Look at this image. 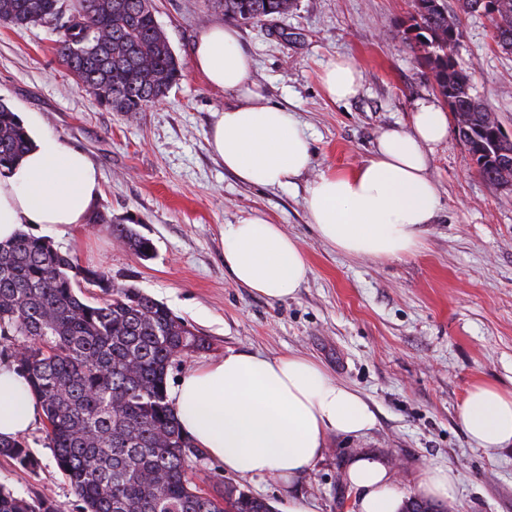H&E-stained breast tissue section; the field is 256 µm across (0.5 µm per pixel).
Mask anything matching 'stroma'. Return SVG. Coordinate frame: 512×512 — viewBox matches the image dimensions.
Listing matches in <instances>:
<instances>
[{"label": "stroma", "mask_w": 512, "mask_h": 512, "mask_svg": "<svg viewBox=\"0 0 512 512\" xmlns=\"http://www.w3.org/2000/svg\"><path fill=\"white\" fill-rule=\"evenodd\" d=\"M413 0H295L288 14L239 24L253 78L270 103L306 127L312 161L303 177L260 189L226 171L206 133L233 95L211 88L190 64L195 40L222 11L204 0H152L157 23L184 62L183 77L161 103L115 112L97 103L62 64L52 26L0 23V103L44 138L83 151L102 175L97 212L151 240L135 255L97 223L29 224L85 266H102L119 285L143 289L199 331L207 350L174 365L188 370L225 352L315 359L359 390L375 413L358 436L331 435L324 457L293 484L232 477L275 512L304 501L310 512H352L345 473L353 454L387 459L400 489L427 465L457 476L453 512H512V448L470 443L459 409L473 385L512 388V187L489 185L476 171L456 126L433 147L429 176L442 205L419 251L398 259L344 254L321 240L304 206L319 171H350L369 159L380 133L409 128L419 102H440L428 71L397 31ZM459 64L475 93L512 134V53L498 48L488 19L461 17ZM353 58L360 94L331 102L319 74ZM282 225L304 249L309 273L294 298L272 300L235 281L224 266V227L255 214ZM24 441L39 458L29 471L0 456V484L31 499L50 496L63 512L82 503L59 472L36 420Z\"/></svg>", "instance_id": "1"}]
</instances>
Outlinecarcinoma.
Masks as SVG:
<instances>
[{
	"instance_id": "cac0c4a2",
	"label": "carcinoma",
	"mask_w": 512,
	"mask_h": 512,
	"mask_svg": "<svg viewBox=\"0 0 512 512\" xmlns=\"http://www.w3.org/2000/svg\"><path fill=\"white\" fill-rule=\"evenodd\" d=\"M242 23L288 14L294 0H206ZM488 15L494 41L512 52V0ZM61 0H0V22L52 24L57 53L96 101L115 112H142L168 96L184 65L158 26L150 0H78L64 23ZM452 114L472 133L469 153L485 158L493 108L474 95L471 73L455 59L463 38L447 0H420L402 30ZM32 145L16 114L0 103V172ZM482 178L512 185L488 161ZM108 229L134 254L150 240L127 224ZM97 288L101 294L91 292ZM0 339L36 398L56 465L82 512H273L265 500L218 480L205 490L189 475L201 456L182 432L167 395L171 367L209 348L164 303L117 285L103 267H85L47 237L19 232L0 243ZM0 455L30 471L39 459L20 440H0ZM0 512H61L45 496L31 501L0 486Z\"/></svg>"
}]
</instances>
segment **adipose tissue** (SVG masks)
Here are the masks:
<instances>
[{
	"mask_svg": "<svg viewBox=\"0 0 512 512\" xmlns=\"http://www.w3.org/2000/svg\"><path fill=\"white\" fill-rule=\"evenodd\" d=\"M192 65L215 89L233 94L207 134V144L243 183L270 188L292 184L309 168L311 142L291 112L269 104L239 45L238 30L213 24L192 49ZM330 100L362 89L351 59L322 71ZM448 115L420 103L409 129H387L372 156L349 172L326 170L306 184L305 207L318 236L352 255L393 259L415 253L427 224L441 209L430 179L429 148L444 141ZM101 194V175L82 151L35 139L33 148L0 174V241L24 224H86ZM224 264L234 279L273 300L295 297L308 274L306 256L281 225L254 215L224 227ZM168 396L196 447L242 478L293 480L320 460L333 434L360 435L375 415L359 391L336 381L313 359L229 351L189 370ZM39 408L15 367L0 365V439L26 433ZM459 420L470 441L487 451L512 446V391L487 383L467 393ZM355 512H401L403 496L390 465L360 453L346 467ZM451 468L424 467L417 497L454 500Z\"/></svg>",
	"mask_w": 512,
	"mask_h": 512,
	"instance_id": "adipose-tissue-1",
	"label": "adipose tissue"
}]
</instances>
